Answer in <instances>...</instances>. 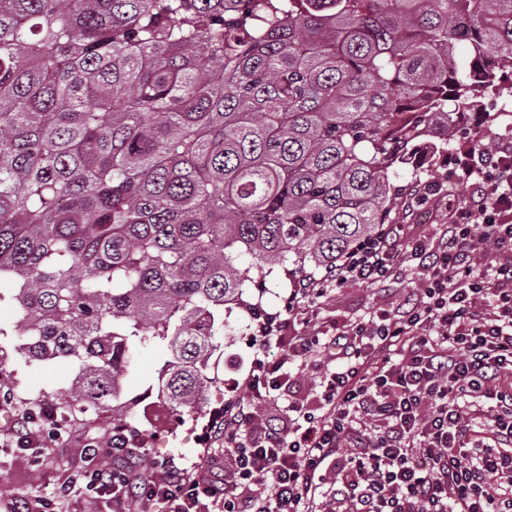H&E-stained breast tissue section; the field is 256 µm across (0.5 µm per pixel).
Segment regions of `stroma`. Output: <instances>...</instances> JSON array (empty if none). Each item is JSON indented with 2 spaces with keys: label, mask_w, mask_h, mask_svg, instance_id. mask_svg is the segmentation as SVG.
I'll use <instances>...</instances> for the list:
<instances>
[{
  "label": "stroma",
  "mask_w": 512,
  "mask_h": 512,
  "mask_svg": "<svg viewBox=\"0 0 512 512\" xmlns=\"http://www.w3.org/2000/svg\"><path fill=\"white\" fill-rule=\"evenodd\" d=\"M446 184V198L433 199L424 210L409 204L406 196H398L392 212L394 223L407 225L410 232L421 236L432 234L436 225L447 223L446 199H463L470 188L465 182ZM402 299L403 290L396 283L386 288L352 283L319 300L312 324L316 327L326 321L340 324L361 317L380 305L397 307ZM229 324L219 365V375L226 380L241 377L247 371L252 355L250 340L255 328L253 320L236 310L232 311ZM19 343L20 338L14 331L13 312L0 308V352L8 357L7 369L0 373V433L9 427L12 416L33 407L39 391L50 392V406H59L77 373L75 366L67 360L44 364L20 361L16 353ZM166 354L163 343H148L141 348L135 369L123 381V395L129 401V412L121 423L144 450L140 460L142 471L151 473L156 463L172 460L198 474L223 472L226 458L213 435L224 412L227 389L209 391L206 405L192 419L180 424L169 414L158 424L141 417L142 408L156 400L155 395L147 394L146 388ZM115 424L108 412L91 417L87 422L68 423L62 439L39 458L29 450L0 447V499L23 496L34 505L50 497L55 487L66 482L71 474L95 467L96 462L86 455L85 447L111 436Z\"/></svg>",
  "instance_id": "stroma-1"
}]
</instances>
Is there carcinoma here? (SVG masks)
Listing matches in <instances>:
<instances>
[{"label": "carcinoma", "instance_id": "obj_1", "mask_svg": "<svg viewBox=\"0 0 512 512\" xmlns=\"http://www.w3.org/2000/svg\"><path fill=\"white\" fill-rule=\"evenodd\" d=\"M457 44L466 55L452 54ZM512 64V0H0V303L68 414L147 387L197 412L224 313L391 221L412 129L442 149Z\"/></svg>", "mask_w": 512, "mask_h": 512}]
</instances>
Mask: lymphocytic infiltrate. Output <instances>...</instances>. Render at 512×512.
<instances>
[{
	"mask_svg": "<svg viewBox=\"0 0 512 512\" xmlns=\"http://www.w3.org/2000/svg\"><path fill=\"white\" fill-rule=\"evenodd\" d=\"M447 180L469 182L434 236L386 224L325 274L295 280L282 310L261 316L249 369L233 386L215 438L223 476L175 462L137 472L134 440L113 434L112 463L76 475L112 512H512V141L455 157ZM494 251L489 267L476 262ZM418 274L411 306L383 307L307 333L318 299L349 283ZM281 354L271 358L270 347ZM315 367L314 404H289L288 424L259 404ZM60 434L48 408L25 411L9 447Z\"/></svg>",
	"mask_w": 512,
	"mask_h": 512,
	"instance_id": "obj_1",
	"label": "lymphocytic infiltrate"
}]
</instances>
